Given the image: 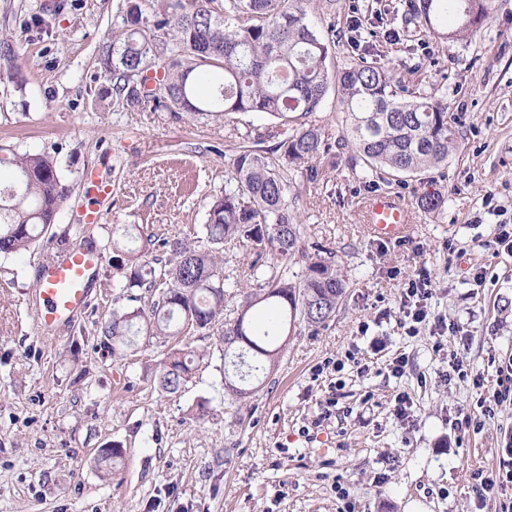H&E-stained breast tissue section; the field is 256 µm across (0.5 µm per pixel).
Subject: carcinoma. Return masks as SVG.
Wrapping results in <instances>:
<instances>
[{
	"label": "carcinoma",
	"mask_w": 512,
	"mask_h": 512,
	"mask_svg": "<svg viewBox=\"0 0 512 512\" xmlns=\"http://www.w3.org/2000/svg\"><path fill=\"white\" fill-rule=\"evenodd\" d=\"M309 0H127L102 47L101 67L112 81L115 104L186 112L226 123L261 114L276 121L277 142L248 129L232 148L224 191L208 204L207 246L188 237L157 238L138 224H121L112 236V268L118 287L112 313L99 333L122 356L144 334L166 345L209 334L224 324V249L242 246L251 258L233 286L243 289L237 317L222 330L224 394L238 402L253 395L251 380L279 363V336L303 323L320 327L342 303L348 282L332 252L305 250L298 214L300 189L319 181L313 161L334 164L333 146L315 115L329 87L336 88L345 126L340 149L366 178L391 188L448 161L455 132L448 102L423 93L421 67L401 84L378 62L353 57L330 69L331 42L307 21ZM491 0H406L404 23L416 35L441 40L484 25ZM14 181L0 183V254L36 245L55 223L71 186L43 154H15ZM163 251L165 258L157 256ZM305 272L293 271L297 258ZM141 294L132 293L133 289ZM136 302L130 307L121 301ZM206 354L172 348L156 374L160 390L178 393Z\"/></svg>",
	"instance_id": "cac0c4a2"
}]
</instances>
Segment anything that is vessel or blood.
<instances>
[{"mask_svg": "<svg viewBox=\"0 0 512 512\" xmlns=\"http://www.w3.org/2000/svg\"><path fill=\"white\" fill-rule=\"evenodd\" d=\"M362 221L371 236L392 241L405 236L414 217L398 196L380 194L365 201ZM98 262L93 253L75 246L58 259L42 264L37 330L43 339L54 340L59 327L91 306L94 299L91 283Z\"/></svg>", "mask_w": 512, "mask_h": 512, "instance_id": "1", "label": "vessel or blood"}]
</instances>
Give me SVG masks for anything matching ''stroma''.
I'll return each mask as SVG.
<instances>
[{
	"instance_id": "stroma-1",
	"label": "stroma",
	"mask_w": 512,
	"mask_h": 512,
	"mask_svg": "<svg viewBox=\"0 0 512 512\" xmlns=\"http://www.w3.org/2000/svg\"><path fill=\"white\" fill-rule=\"evenodd\" d=\"M374 32L396 79L422 65L426 92L448 102L457 132L446 164L395 187L416 220L399 241L370 236L360 204L376 190L345 157L303 191L305 245H323L349 280L325 326L291 331L276 370L247 401L224 399L219 335L188 337L205 353L177 394L152 368L168 349L139 337L112 356L97 325L112 310V230L202 236L209 198L222 192L232 126L166 112L123 111L99 64L126 0H0V146L46 153L73 188L53 232L99 253L95 300L61 331L38 337L40 243L0 255V512H502L512 486L476 500L470 472L498 470L512 439V404L463 427L478 398L472 374L493 385L512 359V251L495 241L512 225V0H493L487 22L447 42L410 40L391 0H343ZM112 184L102 220L89 225L92 180ZM443 197L428 214L419 202ZM453 250H446V242ZM426 271L431 320L408 335L399 310L408 274ZM410 365L396 376L393 358ZM343 361L342 371L326 368ZM368 363L357 373V362ZM407 393L414 420L394 398ZM124 455L105 472L98 451Z\"/></svg>"
}]
</instances>
